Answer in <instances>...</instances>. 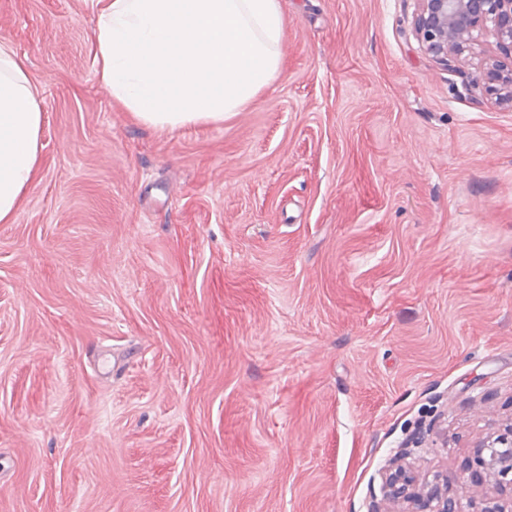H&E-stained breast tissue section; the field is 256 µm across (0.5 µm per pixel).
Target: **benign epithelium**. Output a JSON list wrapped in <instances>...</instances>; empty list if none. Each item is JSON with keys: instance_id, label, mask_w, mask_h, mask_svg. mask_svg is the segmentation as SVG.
Listing matches in <instances>:
<instances>
[{"instance_id": "1", "label": "benign epithelium", "mask_w": 512, "mask_h": 512, "mask_svg": "<svg viewBox=\"0 0 512 512\" xmlns=\"http://www.w3.org/2000/svg\"><path fill=\"white\" fill-rule=\"evenodd\" d=\"M414 36L421 48L442 61L458 56L476 45L479 36L490 28L499 50L512 56V0H416ZM483 83L501 101L512 104V69L490 64L472 78ZM479 454L467 480L479 487L489 476L509 479L512 484V427L504 434L481 437ZM382 498L370 505L369 512H391L388 505L399 500L411 504L408 512H512V498L492 506H477L475 499L463 503L451 496L436 477L421 488H414V477L393 461L381 473Z\"/></svg>"}]
</instances>
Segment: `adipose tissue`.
Segmentation results:
<instances>
[{"mask_svg":"<svg viewBox=\"0 0 512 512\" xmlns=\"http://www.w3.org/2000/svg\"><path fill=\"white\" fill-rule=\"evenodd\" d=\"M98 82L139 123H220L281 71L279 0H93ZM41 98L23 59L0 45V224L39 170Z\"/></svg>","mask_w":512,"mask_h":512,"instance_id":"1","label":"adipose tissue"}]
</instances>
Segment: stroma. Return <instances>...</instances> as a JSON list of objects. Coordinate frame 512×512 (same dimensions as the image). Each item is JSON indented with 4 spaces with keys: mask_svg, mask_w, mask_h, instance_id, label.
Segmentation results:
<instances>
[{
    "mask_svg": "<svg viewBox=\"0 0 512 512\" xmlns=\"http://www.w3.org/2000/svg\"><path fill=\"white\" fill-rule=\"evenodd\" d=\"M279 76L220 124L146 126L90 0H0L42 98L0 224V512H368L473 488L512 426V105L442 63L416 0H281ZM479 454L475 463L468 471L467 480L479 487L489 476H497L501 480L509 479L512 488V426L504 434L480 437L477 441ZM486 451V456L483 452ZM381 481L382 498L373 501L369 512H391L388 505L399 500H407L411 504L407 512H512V494L510 499L497 501L492 506L479 508L474 498L463 505L449 494L448 486L438 477L415 490L414 477L396 461L382 471Z\"/></svg>",
    "mask_w": 512,
    "mask_h": 512,
    "instance_id": "1",
    "label": "stroma"
}]
</instances>
